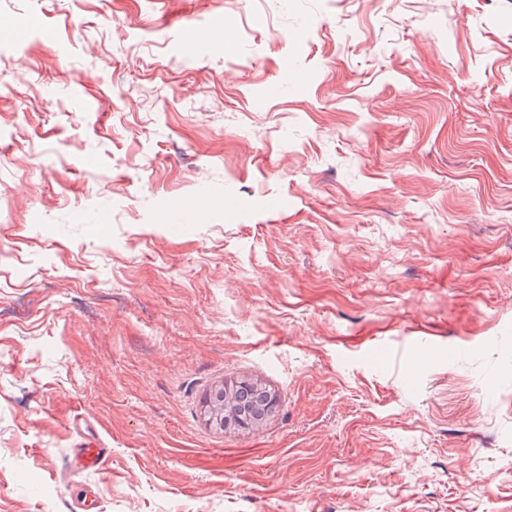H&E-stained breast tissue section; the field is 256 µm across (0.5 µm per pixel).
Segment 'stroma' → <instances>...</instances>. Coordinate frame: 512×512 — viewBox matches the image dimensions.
<instances>
[{
    "label": "stroma",
    "mask_w": 512,
    "mask_h": 512,
    "mask_svg": "<svg viewBox=\"0 0 512 512\" xmlns=\"http://www.w3.org/2000/svg\"><path fill=\"white\" fill-rule=\"evenodd\" d=\"M86 488L512 512V0H0V512ZM224 394V425L225 413L232 416L234 429L250 431L261 427L277 410L279 397L275 390L257 378H239L229 386L225 385L222 394L216 392L212 398L206 400L210 418H214V425H218V414H213L212 405L219 406ZM222 428L221 426H218ZM75 453L76 465L82 469H101L109 454V449L96 448L92 443L79 444Z\"/></svg>",
    "instance_id": "stroma-1"
}]
</instances>
